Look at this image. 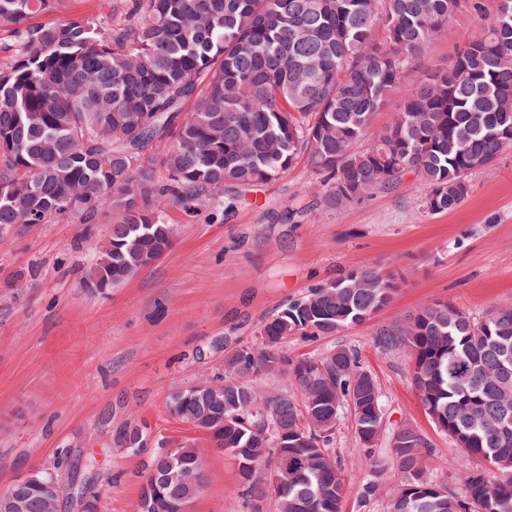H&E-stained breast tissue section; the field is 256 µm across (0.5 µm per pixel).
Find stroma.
I'll use <instances>...</instances> for the list:
<instances>
[{
	"instance_id": "35a3bbf8",
	"label": "stroma",
	"mask_w": 512,
	"mask_h": 512,
	"mask_svg": "<svg viewBox=\"0 0 512 512\" xmlns=\"http://www.w3.org/2000/svg\"><path fill=\"white\" fill-rule=\"evenodd\" d=\"M126 3L68 0L33 22L96 16L109 27ZM477 25L473 11H459L429 46L425 66H447ZM471 182L465 201L448 212L424 210L426 189L415 181L337 209L326 203L323 177L301 161L238 193L230 210V188L191 216L169 204L168 220L179 228L172 250L106 294L89 292L83 275L109 232L108 218L0 230V493L36 467L58 468L65 483L83 484L91 456L103 473L106 512H132L156 448L128 456L110 443L120 428L144 422L157 438L196 439L207 486L191 512H248L233 459L168 416L166 398L223 368L236 347L258 343L261 324L288 299L366 263L401 280L389 307L336 336L290 338L289 352L355 350L378 385L389 426L408 423L429 444L428 478L452 487L458 474L482 469L484 460L464 455L425 413L407 349L376 340L437 301L476 318L512 308V151ZM332 446L348 486L341 512H386L399 474L388 469L380 495L360 503L371 465L351 409L343 410Z\"/></svg>"
}]
</instances>
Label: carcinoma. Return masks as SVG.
I'll list each match as a JSON object with an SVG mask.
<instances>
[{
    "label": "carcinoma",
    "mask_w": 512,
    "mask_h": 512,
    "mask_svg": "<svg viewBox=\"0 0 512 512\" xmlns=\"http://www.w3.org/2000/svg\"><path fill=\"white\" fill-rule=\"evenodd\" d=\"M62 0H0V24L16 27L13 62L0 67V229L73 219L93 224L112 212L84 284L106 293L136 277L174 245L168 201L187 213L226 185L271 182L305 159L326 177L338 209L412 179L426 186L423 207L447 212L468 197L470 177L512 149V0L473 4L479 28L446 67L422 59L463 0H129L107 31L91 16L29 27ZM401 97L395 119L362 146L373 114ZM397 284L363 265L312 286L263 322L257 344L232 351L224 370L166 400L174 419L215 448L235 454L242 497L269 490L264 473H288L278 512H341L346 487L330 448L347 404L356 439L380 447L385 404L371 373L349 349L292 357L288 337L335 336L373 320ZM405 345L412 382L434 425L487 466L460 488L425 475L431 450L408 423L360 487L379 490L392 462L399 482L388 512H512V308L480 319L448 303L416 310L402 330L380 333ZM284 378L298 398L277 388ZM146 434L118 431L113 447L137 454ZM193 467L206 486L195 441L164 440L145 465L136 512H170L183 495L150 481L170 459ZM12 484L26 512H59L41 483ZM81 512H103L92 487Z\"/></svg>",
    "instance_id": "cac0c4a2"
}]
</instances>
